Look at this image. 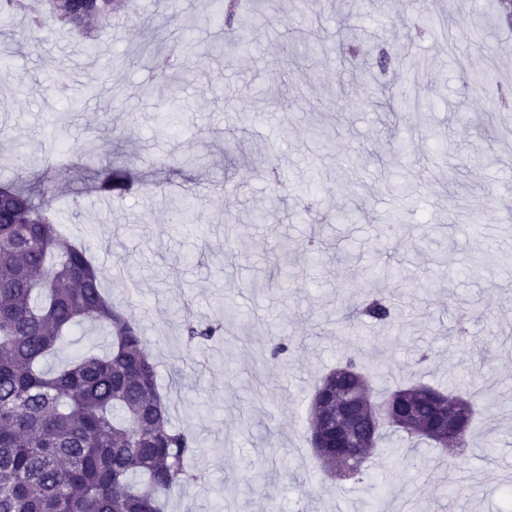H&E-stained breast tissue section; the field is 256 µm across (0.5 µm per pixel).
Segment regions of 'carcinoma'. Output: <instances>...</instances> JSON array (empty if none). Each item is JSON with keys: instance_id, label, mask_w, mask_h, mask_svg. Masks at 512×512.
Returning a JSON list of instances; mask_svg holds the SVG:
<instances>
[{"instance_id": "carcinoma-1", "label": "carcinoma", "mask_w": 512, "mask_h": 512, "mask_svg": "<svg viewBox=\"0 0 512 512\" xmlns=\"http://www.w3.org/2000/svg\"><path fill=\"white\" fill-rule=\"evenodd\" d=\"M7 2L0 33L13 31L14 16L22 14L35 35L55 23L85 33L114 11L116 0H48L46 14L33 11L30 0ZM164 42L159 36L151 42L163 80L178 68V54ZM102 174V194L128 190L112 170ZM34 195L32 186L0 181V512H165V493L193 480L187 461L200 443L172 424L140 324L112 305L88 248L62 234L56 210ZM256 249L272 254L274 276L293 279L320 252L314 236L301 245L260 242ZM393 308L386 297L373 299L358 321L387 322ZM82 324L107 330L109 353L88 352L53 373L43 370L66 332ZM181 325L191 341L227 334L222 320ZM338 389L363 392L375 407L402 398L415 428L383 420L374 445L396 434L409 451L422 440L440 443L428 433L430 421L460 404L476 413L484 393L477 377L464 391L412 384L380 399L369 372L351 356L316 386L310 432L336 403Z\"/></svg>"}]
</instances>
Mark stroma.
I'll return each mask as SVG.
<instances>
[{"mask_svg": "<svg viewBox=\"0 0 512 512\" xmlns=\"http://www.w3.org/2000/svg\"><path fill=\"white\" fill-rule=\"evenodd\" d=\"M126 2L89 39L57 32L31 49L19 19L0 35V163L19 150L37 160L52 145L49 171L35 163L8 177L42 178L59 223L85 227L78 240L102 272L121 269L137 286L109 294L142 325L174 424L202 446L197 482L173 488L167 512H512V361L501 356L512 350V109L496 106L498 89L512 88L500 75L512 68V31L494 26L487 0H242L257 26L242 50L231 26L212 22L211 0ZM423 7L443 18L446 37H416ZM347 15L360 39L401 48L391 68L342 55ZM177 27L193 40L180 46L170 99L148 82L144 43ZM311 33L325 55L284 65L283 46L303 48ZM259 85L283 103L254 96ZM390 93L422 97L432 121L382 108ZM269 154L282 160L276 184L262 175ZM106 162L134 185L122 199L93 187ZM312 176L318 213L358 219L310 230L295 199ZM170 194L200 196L194 227L174 228ZM272 201L274 225L252 223ZM401 209L414 222L377 243ZM228 215L241 236L229 252ZM312 232L321 254L306 278L253 288L268 263L256 241ZM370 295L402 305L361 337L336 334L337 315ZM178 306L203 321L232 308L235 344L188 341L169 319ZM282 328L288 352L257 371ZM109 343L100 329H74L50 365ZM353 355L376 368L380 390L444 389L481 374L468 448L452 456L424 442L408 461L393 441L373 456L369 479L324 471L307 429L313 388ZM253 467L267 479L250 482Z\"/></svg>", "mask_w": 512, "mask_h": 512, "instance_id": "stroma-1", "label": "stroma"}]
</instances>
